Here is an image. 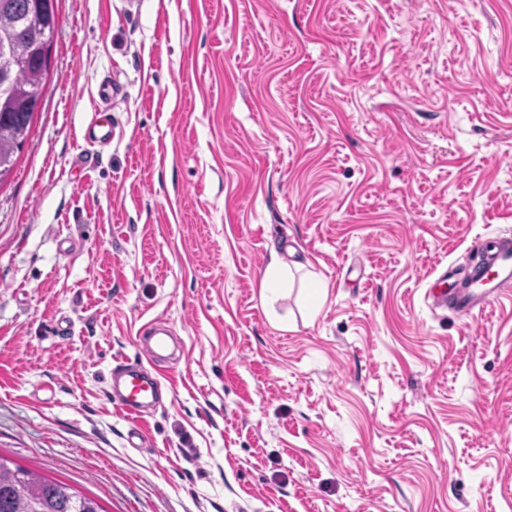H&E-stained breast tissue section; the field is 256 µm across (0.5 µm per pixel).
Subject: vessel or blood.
I'll list each match as a JSON object with an SVG mask.
<instances>
[{
    "instance_id": "obj_1",
    "label": "vessel or blood",
    "mask_w": 512,
    "mask_h": 512,
    "mask_svg": "<svg viewBox=\"0 0 512 512\" xmlns=\"http://www.w3.org/2000/svg\"><path fill=\"white\" fill-rule=\"evenodd\" d=\"M88 138L101 143L112 139V121L106 112L94 114L87 129ZM512 288V243L497 238L486 239L469 260L465 270L449 279L447 273L435 276L428 291L433 306L452 308L464 315L482 311L500 298L504 290ZM168 331L163 323H155L151 339L142 351L151 358L162 357L167 348ZM161 384L157 378L140 369L120 370L118 388L113 393L119 410L129 419H143L148 406L155 404Z\"/></svg>"
}]
</instances>
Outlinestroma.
<instances>
[{
    "label": "stroma",
    "instance_id": "35a3bbf8",
    "mask_svg": "<svg viewBox=\"0 0 512 512\" xmlns=\"http://www.w3.org/2000/svg\"><path fill=\"white\" fill-rule=\"evenodd\" d=\"M56 10L0 183V454L106 512H512V293L426 296L512 239V0ZM156 319L134 448L112 370ZM106 110L95 112L86 129V136L100 143L112 140V121ZM168 330L161 321L154 324L151 333V339L142 347L145 356L151 358H160L167 348Z\"/></svg>",
    "mask_w": 512,
    "mask_h": 512
}]
</instances>
